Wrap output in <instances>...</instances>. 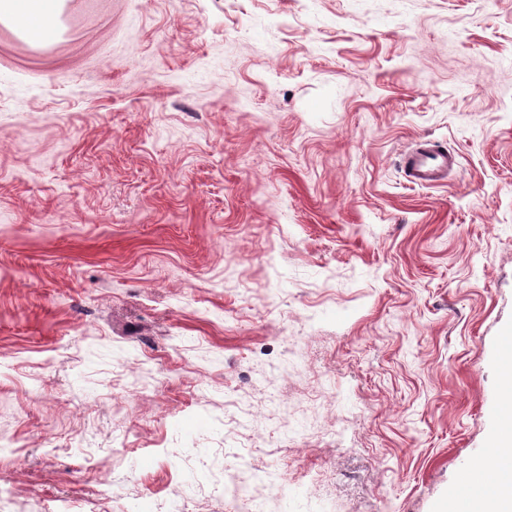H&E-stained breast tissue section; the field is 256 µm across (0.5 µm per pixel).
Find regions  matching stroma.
<instances>
[{
    "label": "stroma",
    "mask_w": 512,
    "mask_h": 512,
    "mask_svg": "<svg viewBox=\"0 0 512 512\" xmlns=\"http://www.w3.org/2000/svg\"><path fill=\"white\" fill-rule=\"evenodd\" d=\"M510 336L512 0L0 22V512H446ZM454 163L448 151L438 147L418 146L404 157V169L408 180L419 186H431L438 175Z\"/></svg>",
    "instance_id": "1"
}]
</instances>
